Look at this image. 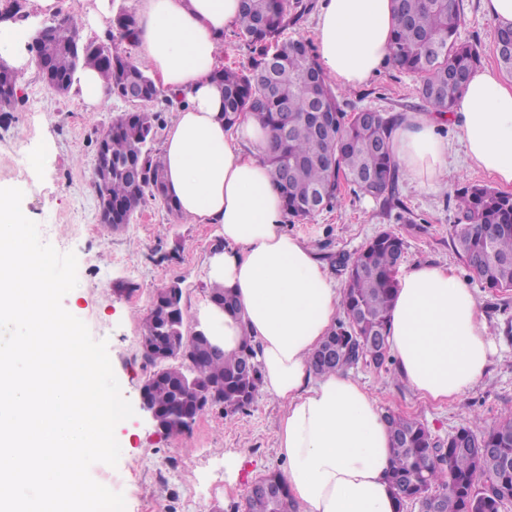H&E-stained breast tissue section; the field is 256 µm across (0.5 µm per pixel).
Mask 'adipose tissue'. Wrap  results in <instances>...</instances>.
I'll list each match as a JSON object with an SVG mask.
<instances>
[{
  "label": "adipose tissue",
  "instance_id": "ef3b65f1",
  "mask_svg": "<svg viewBox=\"0 0 512 512\" xmlns=\"http://www.w3.org/2000/svg\"><path fill=\"white\" fill-rule=\"evenodd\" d=\"M34 4L26 21L0 22V60L15 68L27 60V29L56 13V0ZM239 14V0H141L131 37L152 77L180 99L162 145L168 191L182 215L215 227L224 246L209 255L205 280L232 289L238 303L234 316L199 305L193 320L224 353L237 352L246 335L258 345L261 388L285 408L276 435L297 512H396L390 436L375 398L352 372L317 375L310 365L338 320L342 291L285 227L261 121L224 125V90L211 73L223 65L224 34ZM395 25L392 0H320L321 69L345 88L367 83L392 60ZM448 122L470 160L512 187V83L479 67L450 114L403 115L393 157L421 186H439L448 172V142L437 134ZM388 342L399 377L439 403L480 383L497 353L476 296L452 268L428 263L398 275Z\"/></svg>",
  "mask_w": 512,
  "mask_h": 512
}]
</instances>
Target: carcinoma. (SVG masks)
<instances>
[{"mask_svg": "<svg viewBox=\"0 0 512 512\" xmlns=\"http://www.w3.org/2000/svg\"><path fill=\"white\" fill-rule=\"evenodd\" d=\"M313 7V0H241L234 34L247 48L248 62L212 73L224 87V124L231 128L247 114L262 120L270 133L265 162L292 219L308 220L333 209L346 188L392 207L400 202L391 144L398 116L347 111L310 41L282 39ZM26 8V0H0V18L22 20ZM394 13L393 63L419 78L426 111H448L483 56L480 44L458 39L459 0H394ZM136 25L137 14L122 6L113 13L105 38L86 40L75 17L65 16L40 28L29 45L43 83L58 95L67 94L76 73L87 67L100 71L112 95L119 97L127 88L140 95L136 106L113 119L101 135L112 170L94 172L92 181L99 203L112 204L113 216L127 224L149 199L181 216L155 148L160 115L148 110L170 101L169 95L119 48ZM495 53L501 69L512 75V27L497 29ZM17 89L16 70L0 64V116H9ZM454 199L458 223L452 225L451 240L459 259L485 287L512 288V194L467 181ZM403 252V239L382 231L346 265L344 320L311 353L316 373L360 361L377 369L393 363L388 322ZM208 294L223 309L237 312L231 290L213 286ZM185 326L182 299L171 301L167 286L156 289L142 320L140 343L149 345L145 359L154 366L144 388L171 431L188 428L204 415L209 395L228 414L247 410L261 383L251 337L244 336L241 350L226 356L199 332L175 355L174 340L184 335ZM384 419L392 451L387 480L398 512L409 502L421 512H501L512 502V413L489 427L474 421L446 440L434 438L414 418L388 410ZM464 439L480 442L487 453L461 447ZM267 486L277 489V498L269 497ZM234 512H295L282 473L256 478Z\"/></svg>", "mask_w": 512, "mask_h": 512, "instance_id": "1", "label": "carcinoma"}]
</instances>
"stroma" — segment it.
I'll return each mask as SVG.
<instances>
[{
	"label": "stroma",
	"mask_w": 512,
	"mask_h": 512,
	"mask_svg": "<svg viewBox=\"0 0 512 512\" xmlns=\"http://www.w3.org/2000/svg\"><path fill=\"white\" fill-rule=\"evenodd\" d=\"M459 3L460 40L479 42L483 65L497 67L495 21L481 0ZM19 75L24 103L10 124H0V187L21 188L25 216L48 230V242L59 252L76 254L78 284L63 305L87 324L94 339L107 340L122 394L134 409L115 431L122 449L117 466L97 463L90 473L123 494L126 512H232L252 478L285 468L276 445L283 405L261 393L246 411L228 416L215 407L189 430L163 435L141 399L151 370L140 347L141 320L155 289L172 282L183 290L185 311L205 300V260L218 243L215 230L169 215L151 201L131 224L112 230L101 224L91 185L96 140L127 103L115 98L91 112L77 92L58 96L47 90L33 64H25ZM418 85L417 76L390 65L365 85L339 89L338 95L360 109L418 112ZM438 133L451 146L447 187L430 189L401 179L403 205L392 209L348 192L333 210L287 222L286 228L313 248L337 282L346 278L342 261L353 260L369 239L391 230L405 242L403 267H452L479 297L499 352L482 382L456 401L428 402L385 370L363 364L352 369L381 410L418 419L443 440L473 418L489 426L512 410V290L484 288L453 249V189L466 179L487 185L492 179L468 161L454 126Z\"/></svg>",
	"instance_id": "obj_1"
}]
</instances>
